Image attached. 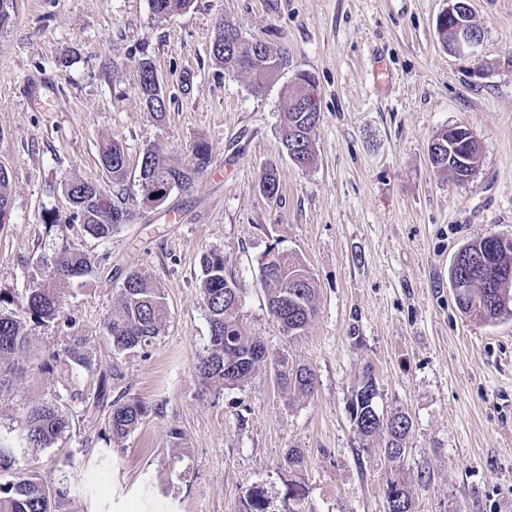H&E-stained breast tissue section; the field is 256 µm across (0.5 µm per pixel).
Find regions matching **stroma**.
<instances>
[{"mask_svg": "<svg viewBox=\"0 0 512 512\" xmlns=\"http://www.w3.org/2000/svg\"><path fill=\"white\" fill-rule=\"evenodd\" d=\"M448 0H193L161 18L151 0H14L0 25V166L10 215L0 224V294L22 305L54 252L87 254L94 271L59 289L60 319L29 325L16 374L0 390V440L19 446L36 403L66 421L58 440L18 466L75 491L58 512H245L264 490L269 512H387L386 481L414 490V512H512V317L482 322L458 308L456 253L486 234L512 239V0H470L481 33L474 55L446 50L436 22ZM287 49L281 78L225 69L211 52L225 23ZM153 62L166 99L156 121L136 89ZM317 82L314 162L295 166L278 128L293 73ZM463 124L480 155L470 181L434 168L428 145ZM120 141L127 176L98 157ZM206 140L212 161L192 188L153 209L138 204V161L149 148L187 159ZM274 168L280 194L259 182ZM98 184L134 218L106 241L71 218L65 182ZM180 222H171V213ZM299 258L316 284V314L288 339L270 315L260 264L270 249ZM221 252L242 293L241 321L275 362L249 383L204 384L209 344L201 259ZM138 270L163 289L167 317L150 345L117 355L105 324ZM87 361L64 354L73 337ZM309 367L311 395L284 387L278 364ZM372 369L379 404L407 412L403 461L364 445L349 412ZM108 386L106 404L94 394ZM136 399L144 422L108 440L110 405ZM304 464L292 471L288 449ZM112 473L111 491L89 479ZM165 493H158V486Z\"/></svg>", "mask_w": 512, "mask_h": 512, "instance_id": "obj_1", "label": "stroma"}]
</instances>
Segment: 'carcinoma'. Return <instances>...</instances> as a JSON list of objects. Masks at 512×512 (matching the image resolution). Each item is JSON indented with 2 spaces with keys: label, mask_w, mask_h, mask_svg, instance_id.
<instances>
[{
  "label": "carcinoma",
  "mask_w": 512,
  "mask_h": 512,
  "mask_svg": "<svg viewBox=\"0 0 512 512\" xmlns=\"http://www.w3.org/2000/svg\"><path fill=\"white\" fill-rule=\"evenodd\" d=\"M152 9L165 18L187 9L191 0H151ZM213 56L233 70L259 71L266 73L262 62L270 57L283 58L285 51L262 42H224L217 35L212 45ZM144 77L137 84L138 94L146 109L156 116H163L166 104L161 87L152 79L155 66L148 59L138 63ZM300 82L299 94L312 103L314 111L303 112L286 102L282 111L279 134L288 148L300 155L304 166L314 161L315 150L311 133L320 119L317 112V89L315 78L308 72L295 74ZM429 153L439 154L438 168L451 172L462 182L476 170L480 153L479 145L468 139L462 131L446 130L437 134L428 146ZM211 150L204 140L195 141L185 162L173 161L156 150L143 152L139 164V197H145L158 188H186L199 173L211 163ZM99 160L112 179L120 181L127 172L124 147L110 141L100 147ZM65 191L73 205V217L78 219L83 230L93 239L107 240L123 224L131 221L128 208L112 202L100 186L86 181H72ZM10 190L7 172L0 170V223L9 215ZM498 239L495 234L477 238L464 247L460 265L451 269V282L464 274L476 281L470 293L457 294L455 299L462 313L478 320H496L512 315V307L506 305L486 317L480 304L481 298L492 294L506 296L512 300V248L490 250L489 242ZM203 274L200 288L207 310L210 340L206 353L199 359L196 370L208 384L226 387L242 386L248 382L255 370L268 363L269 352L265 346L249 336L240 319L241 292L236 280L224 271V256L211 251L202 261ZM92 270L90 258L83 252L67 246L61 248L48 267V279L27 297L21 311L5 308L11 300L0 294V387L9 383L8 371L3 361L20 352L27 342V323L35 324L55 321L61 314V306L55 285L73 283L87 276ZM260 277L267 294L270 314L279 323L284 335L300 336L316 313V287L312 274L305 264L290 257L288 270L278 272L263 265ZM119 311L106 323V332L112 341L114 353L143 347L159 335L166 318L167 305L164 293L137 271L129 272L120 287ZM73 362L86 360L84 339L76 336L65 351ZM277 376L288 389L303 395H311L315 389V377L310 368L299 366L292 371H279ZM372 373L366 372L358 380L350 402L351 418L357 435L364 441L381 438V452L390 464L401 459L391 454L393 448L406 447L411 428L402 425L410 417L399 409L384 411L371 401L368 393L375 391L371 382ZM147 415L145 406L138 400L112 405L109 415V430L115 439H123L134 432ZM65 428V420L55 406L39 403L31 406L26 415L22 448L35 453L48 448ZM15 450L0 443V470L12 472V479L0 483V512H56L57 504L67 499L72 491V482L66 472H61L53 482H46L30 471H15ZM386 493L394 494L402 501L397 512H414L413 491L400 480L390 479Z\"/></svg>",
  "instance_id": "1"
}]
</instances>
